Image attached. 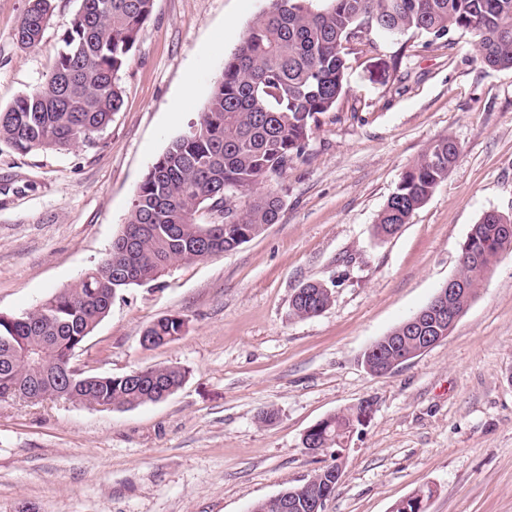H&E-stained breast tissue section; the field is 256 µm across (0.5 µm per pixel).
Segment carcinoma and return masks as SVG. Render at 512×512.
Masks as SVG:
<instances>
[{
    "mask_svg": "<svg viewBox=\"0 0 512 512\" xmlns=\"http://www.w3.org/2000/svg\"><path fill=\"white\" fill-rule=\"evenodd\" d=\"M271 0L225 61L198 122L172 141L141 181L122 231L105 257L77 284L18 316L0 315V401L25 396L47 375L40 398L55 397L102 410L131 409L162 400L182 386L188 370L159 365L123 376L71 373L72 360L130 288L157 281L178 262L232 251L279 220L280 197L258 188L303 153L320 117L347 93L351 44L377 48L412 32L441 39L452 30L474 37L490 68L512 70V0ZM154 0H82L51 71L38 88L0 109V143L20 153L67 151L91 144L123 103L121 74ZM54 0H27L15 32L24 48L40 44ZM459 153L448 136L432 142L401 176L380 211L376 233L408 223L448 173ZM512 219L485 212L459 247L463 313L499 256L512 250ZM291 299L299 318L320 315L332 292L301 285ZM186 321L166 315L145 329L150 347L186 333ZM355 409L317 423L311 437L337 448L355 422ZM331 463L308 479L321 492Z\"/></svg>",
    "mask_w": 512,
    "mask_h": 512,
    "instance_id": "carcinoma-1",
    "label": "carcinoma"
}]
</instances>
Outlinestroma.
<instances>
[{
  "instance_id": "obj_1",
  "label": "stroma",
  "mask_w": 512,
  "mask_h": 512,
  "mask_svg": "<svg viewBox=\"0 0 512 512\" xmlns=\"http://www.w3.org/2000/svg\"><path fill=\"white\" fill-rule=\"evenodd\" d=\"M81 0H55L41 43L14 30L27 0H0V108L54 64ZM270 0H154L122 74L123 105L97 145L21 154L0 144V313L34 310L108 252L145 174L188 131L225 61ZM397 71L386 72L393 55ZM348 93L269 185L278 223L132 288L75 356L122 376L184 367L161 402L99 410L60 399L0 402V512H249L331 461L304 433L369 403L347 443L329 512H391L418 489L427 512H512V253L447 339L384 376L368 347L425 307L489 210L512 215V70L484 66L471 35L406 34L351 56ZM460 148L447 180L388 238L377 217L434 140ZM333 293L300 319L303 283ZM165 315L187 332L149 349ZM272 420L260 421L261 412Z\"/></svg>"
}]
</instances>
